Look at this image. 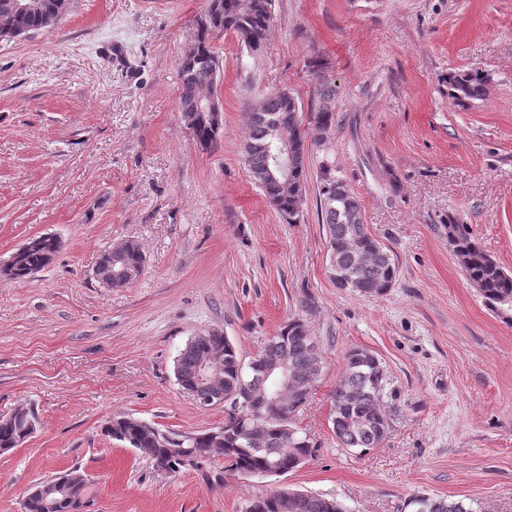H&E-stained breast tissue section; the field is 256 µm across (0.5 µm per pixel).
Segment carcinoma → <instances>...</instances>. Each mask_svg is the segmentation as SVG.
<instances>
[{
    "mask_svg": "<svg viewBox=\"0 0 512 512\" xmlns=\"http://www.w3.org/2000/svg\"><path fill=\"white\" fill-rule=\"evenodd\" d=\"M41 12L15 16L13 25L0 37L13 38L40 29L62 16L68 9V0H42ZM203 18L206 25L198 27L199 59L180 68L181 85L213 80L220 71V63L211 46L216 33L232 32L252 52L260 51L266 41L272 22V0H210ZM488 79L478 71L448 75V95L459 103L482 99L487 94ZM335 87L322 81L319 104L314 113L317 124L329 130L336 121L332 102ZM297 104L281 92L266 98V107L249 116V134L243 144V153L255 184L264 196L288 223L299 216L300 208L295 200L281 198L271 185L265 183L261 172L268 163L271 142V125L288 124L294 158L295 193L304 197L306 167L310 153L303 133L294 128V113ZM221 123L213 117L204 116L198 121L196 135L199 143L210 146L221 136ZM319 195L323 224L328 241L330 263L342 267L348 281L336 284L355 294L378 296L387 292L395 280L397 267L388 249L376 240L363 222L361 206L342 172L328 157L318 163ZM448 239L453 251L469 257L463 269L468 279L480 290L485 305L492 311L512 307V273L506 272L474 238L465 224L448 225ZM358 242L375 251V261L368 266L357 264L350 243ZM60 242L52 238H36L28 242L23 264L4 272L7 278H26L48 264ZM211 350L223 351L224 392L236 394L238 406H226L224 426L202 431L176 433L162 431L152 424L131 416L112 418L105 433L112 439L126 443L132 448L143 449L151 457L153 466L164 472H175L193 464L215 447L221 440L224 462L229 471L241 475H253L276 465L293 471L312 456L317 444L307 435L294 434L295 415L305 404L298 397L288 399V406L270 415L264 421L266 443L263 448L243 447V435L255 426L250 417L245 389L240 386V377L247 376L252 390L267 391L272 387L264 378L262 365L265 362L285 361L291 366L296 382L306 389L320 376L323 357L320 344L312 336L301 318H293L280 332L270 338L260 351L245 363L233 343L218 330H207L191 337L180 351L175 362L177 380L189 382L201 356ZM386 374L380 361L363 349H352L346 354L344 373L333 391V432L343 448H377L386 439L390 427L393 407L384 404L386 397ZM25 424L0 421V450L8 451L24 442ZM436 503L435 512H469L461 501H450L440 497L420 496L411 501L418 507L425 501ZM261 505L259 512H332L334 505L329 499L302 491H269L252 498Z\"/></svg>",
    "mask_w": 512,
    "mask_h": 512,
    "instance_id": "carcinoma-1",
    "label": "carcinoma"
}]
</instances>
